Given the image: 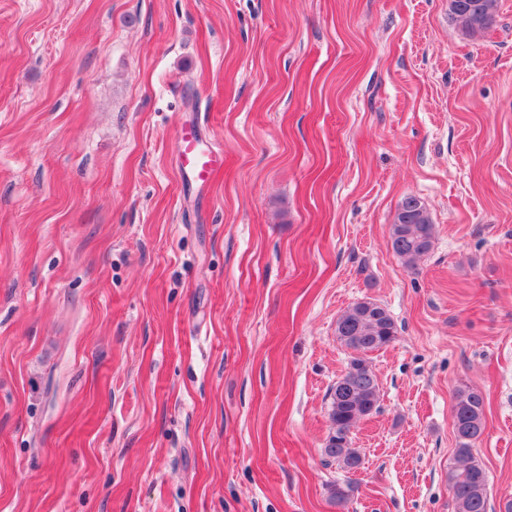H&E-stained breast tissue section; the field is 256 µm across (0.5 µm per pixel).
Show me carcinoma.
Instances as JSON below:
<instances>
[{"mask_svg": "<svg viewBox=\"0 0 512 512\" xmlns=\"http://www.w3.org/2000/svg\"><path fill=\"white\" fill-rule=\"evenodd\" d=\"M498 0H448L451 19L463 36L476 39L495 22ZM434 224L425 205L408 195L399 204L390 228L393 251L404 262L415 265L432 248ZM397 325L389 311L373 301H359L348 307L336 322V336L356 354L345 373L329 392V419L335 435L325 446L326 457L345 472L358 465L361 452L352 446L351 434L357 424L377 410L379 385L368 365L369 353L389 346L397 337ZM458 446L457 468L448 473V486L455 512H488V476L474 459L473 447L485 432V396L475 388L458 390L452 406ZM356 489L348 478L331 489L332 501L345 507Z\"/></svg>", "mask_w": 512, "mask_h": 512, "instance_id": "obj_1", "label": "carcinoma"}]
</instances>
